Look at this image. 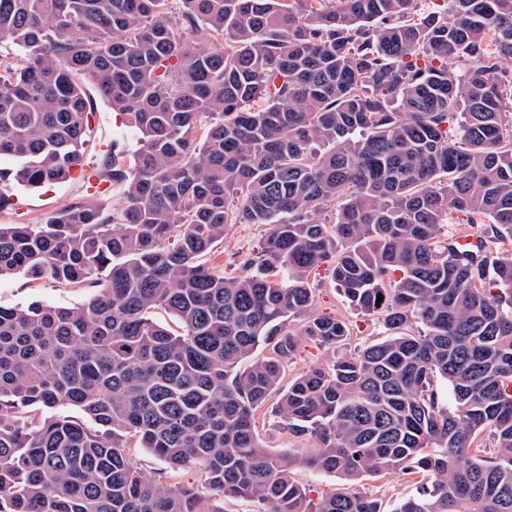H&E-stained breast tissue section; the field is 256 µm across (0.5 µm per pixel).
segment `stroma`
I'll return each instance as SVG.
<instances>
[{
    "instance_id": "35a3bbf8",
    "label": "stroma",
    "mask_w": 512,
    "mask_h": 512,
    "mask_svg": "<svg viewBox=\"0 0 512 512\" xmlns=\"http://www.w3.org/2000/svg\"><path fill=\"white\" fill-rule=\"evenodd\" d=\"M86 95L90 101L89 130L83 147V163L92 170H99L101 163L112 149V142L120 136L116 125L118 116L98 95L93 84H86ZM96 199L106 210L120 202L117 192L101 191L92 195L90 185L83 178L73 177L40 188L17 189L12 203L0 209V224H40L53 212L64 206L87 199ZM264 234L262 226L256 224H235L207 255V263L225 277L237 274V260L241 253L255 250ZM310 284L315 290V310L319 313L344 319L350 335L343 347L351 352L385 335L380 315L364 314L349 307L342 294L330 282L325 273L311 277ZM91 293L90 288H72L51 282L30 283L21 276L0 279V304L4 306H25L38 301L57 306H73L82 303ZM278 395H271L266 404L256 413L257 432L266 449L295 457L292 477L298 484L310 490L312 497L330 495L336 492H360L381 501L383 507L392 508L398 501L411 495L413 482L401 474L387 473L365 476L351 481L339 474L316 470L303 462L312 442L307 438H296L283 428L276 414Z\"/></svg>"
}]
</instances>
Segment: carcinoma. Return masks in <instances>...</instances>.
I'll list each match as a JSON object with an SVG mask.
<instances>
[{"mask_svg": "<svg viewBox=\"0 0 512 512\" xmlns=\"http://www.w3.org/2000/svg\"><path fill=\"white\" fill-rule=\"evenodd\" d=\"M180 3L0 0L23 57L0 61V209L82 163L81 80L136 138L100 169L112 213L0 225V277L93 288L0 305V512H384L291 479L256 433L274 392L305 463L415 479L391 512H512V0ZM232 224L267 231L228 280L201 258ZM323 265L388 334L284 390L300 337L350 335L314 313ZM134 444L211 494L144 476Z\"/></svg>", "mask_w": 512, "mask_h": 512, "instance_id": "cac0c4a2", "label": "carcinoma"}]
</instances>
